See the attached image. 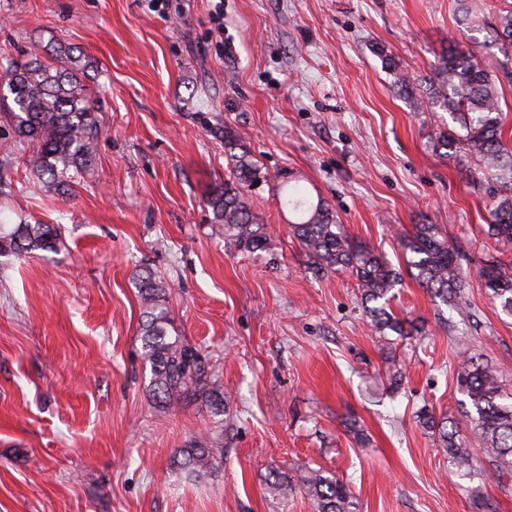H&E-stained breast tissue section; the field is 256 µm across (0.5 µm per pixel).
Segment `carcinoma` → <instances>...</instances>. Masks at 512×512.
<instances>
[{"label": "carcinoma", "mask_w": 512, "mask_h": 512, "mask_svg": "<svg viewBox=\"0 0 512 512\" xmlns=\"http://www.w3.org/2000/svg\"><path fill=\"white\" fill-rule=\"evenodd\" d=\"M489 27L496 48L512 53V10H502ZM385 68L392 71L399 94L449 113L459 128L436 133L433 147L440 156L474 161L470 170L473 186L496 184L488 234L512 246V148L502 140L498 84L512 83V70L497 75L476 55V50L450 48L441 54L429 74L417 78L392 56L380 53ZM85 64L79 57L63 53L59 66L41 64L28 53L25 60L10 61L0 70V106L11 101L3 113L13 146L29 150L27 166L44 187L57 194L70 191V173H79L93 160L99 135L95 105L79 73ZM224 141L231 166L224 183L206 199L212 223L224 229V244L234 252H257L268 238L254 214L251 192L268 182V175L253 157L238 128L218 123L211 129ZM281 204L294 216L290 233L302 245L312 270L327 275L349 270L356 276L365 314L383 341L398 336H424L425 325L405 323L390 308V293L402 280L392 267L367 244L354 240L321 199L309 197L297 180L282 175ZM60 228L39 221L0 224V257L25 256L54 247ZM407 273L443 305L462 299L464 256L435 224H415L400 237ZM478 278L498 303L512 316V263L497 257L478 265ZM143 312L141 324L144 365L150 367L149 396L165 409L187 399H201L212 416L226 412L224 386L205 370L197 349L185 339L169 334L173 317L167 301L168 285L150 271L134 280ZM453 381L463 399L457 417L436 421L422 418L431 431L438 451L461 475L485 479L512 477V389L499 379L495 367L463 352L453 372ZM224 457L218 442L194 441L179 449L177 466L200 477ZM271 494H300L311 499L315 512H356L349 485L322 469L309 468L293 474L280 473L270 482Z\"/></svg>", "instance_id": "carcinoma-1"}]
</instances>
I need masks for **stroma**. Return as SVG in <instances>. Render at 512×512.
<instances>
[{"instance_id":"obj_1","label":"stroma","mask_w":512,"mask_h":512,"mask_svg":"<svg viewBox=\"0 0 512 512\" xmlns=\"http://www.w3.org/2000/svg\"><path fill=\"white\" fill-rule=\"evenodd\" d=\"M171 2L183 12L0 0V63L28 48L50 66L62 46L85 57L100 127L66 198L0 139V222L61 228L54 250L0 257V512H314L267 490L277 473L308 467L349 482L359 512H472L471 481L419 414L459 411L460 324L469 353L512 387V318L475 275L488 256L512 260V248L486 233L488 191L433 149L450 115L400 97L380 56L423 75L448 45L480 42L498 66L488 22L512 0H469L470 26L457 0ZM219 122L243 132L270 175L252 195L265 250L227 251L212 222L206 199L228 172L209 132ZM284 172L392 266L402 234L437 225L466 255L474 318L462 323L407 276L391 308L428 334L382 344L355 276L309 270L279 201ZM146 266L170 286L176 331L223 383L227 420L197 401L152 403L133 285ZM199 439L221 442L224 457L191 479L173 460Z\"/></svg>"}]
</instances>
